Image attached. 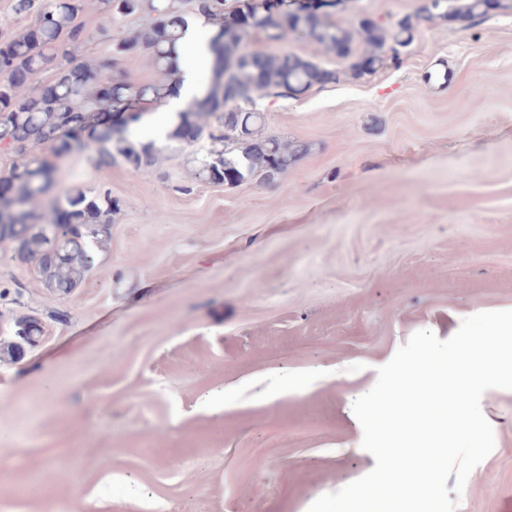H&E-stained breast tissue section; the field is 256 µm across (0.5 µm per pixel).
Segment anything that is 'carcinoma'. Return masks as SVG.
Returning <instances> with one entry per match:
<instances>
[{
    "label": "carcinoma",
    "mask_w": 512,
    "mask_h": 512,
    "mask_svg": "<svg viewBox=\"0 0 512 512\" xmlns=\"http://www.w3.org/2000/svg\"><path fill=\"white\" fill-rule=\"evenodd\" d=\"M87 0H53L47 8L36 0H14L17 15L35 16L31 27L10 32L0 46V145L18 163L0 179V243L11 246L17 258L32 263L43 287L67 296L95 266V249L111 236L121 201L109 191L67 192L39 210L34 203L57 180V169L43 156L48 150L66 158L93 144L99 163L114 161L111 147L127 166L148 170L158 161L160 148L149 139L129 135L113 141L115 115L121 107L141 120L142 105L165 100L181 82L178 54L189 23L209 28L211 78L207 93L179 113L169 139L191 143L207 137L211 145L200 174L220 184L256 173L272 178L284 173L305 150L276 137H263L254 127L260 112L242 108L263 93L289 97L339 80V74L314 56L265 50L248 51L243 40L263 27L267 42L282 41L288 30L302 28L310 41L349 62L354 77L371 73L384 60V48L414 41L417 22L403 18L390 30L370 19L356 27L330 22L315 12L285 15L268 12L256 21L257 0H237L230 11L225 0H96L97 10L115 20L136 25L109 36L108 50L88 62L75 50L85 39L79 18ZM512 11V0H458L453 15L485 18L489 11ZM364 45L357 53V43ZM144 61L155 78L132 84L112 75L125 60ZM56 63L55 76L44 85L39 75ZM15 340L0 344V361L21 358L43 335L40 319L29 313L13 317Z\"/></svg>",
    "instance_id": "1"
}]
</instances>
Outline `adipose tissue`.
<instances>
[{"label": "adipose tissue", "mask_w": 512, "mask_h": 512, "mask_svg": "<svg viewBox=\"0 0 512 512\" xmlns=\"http://www.w3.org/2000/svg\"><path fill=\"white\" fill-rule=\"evenodd\" d=\"M183 79L173 93L162 104L148 108L141 124L154 134L157 143H165L179 122L178 114L196 97L202 96L204 88L197 80V71L209 59L199 24H190L181 52Z\"/></svg>", "instance_id": "1"}]
</instances>
